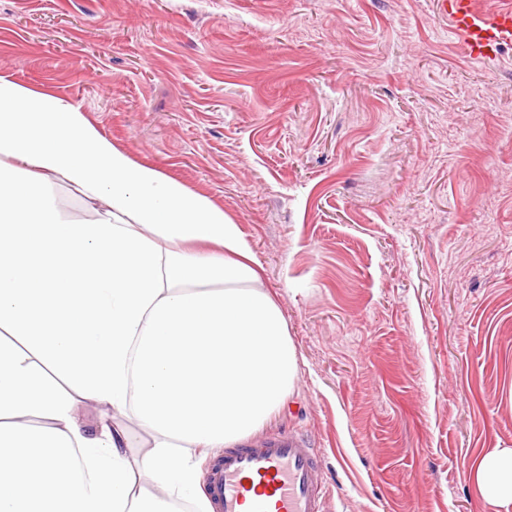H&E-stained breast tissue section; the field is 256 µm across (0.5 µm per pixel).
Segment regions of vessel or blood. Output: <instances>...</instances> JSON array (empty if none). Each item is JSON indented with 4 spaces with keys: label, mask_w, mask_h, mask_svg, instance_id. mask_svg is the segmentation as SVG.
Listing matches in <instances>:
<instances>
[{
    "label": "vessel or blood",
    "mask_w": 512,
    "mask_h": 512,
    "mask_svg": "<svg viewBox=\"0 0 512 512\" xmlns=\"http://www.w3.org/2000/svg\"><path fill=\"white\" fill-rule=\"evenodd\" d=\"M439 3L469 55L489 59L512 43V0L490 17L477 14L472 0ZM204 482L214 512H323L328 495L315 449L295 435L224 447Z\"/></svg>",
    "instance_id": "1"
}]
</instances>
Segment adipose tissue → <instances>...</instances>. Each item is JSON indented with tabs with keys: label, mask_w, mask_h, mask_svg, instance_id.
<instances>
[{
	"label": "adipose tissue",
	"mask_w": 512,
	"mask_h": 512,
	"mask_svg": "<svg viewBox=\"0 0 512 512\" xmlns=\"http://www.w3.org/2000/svg\"><path fill=\"white\" fill-rule=\"evenodd\" d=\"M2 159L0 512H212L192 449L258 430L298 373L238 225L60 99L0 77ZM115 413L151 435L152 486L132 487L138 442ZM479 480L512 501V449Z\"/></svg>",
	"instance_id": "obj_1"
}]
</instances>
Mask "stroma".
Listing matches in <instances>:
<instances>
[{
	"label": "stroma",
	"mask_w": 512,
	"mask_h": 512,
	"mask_svg": "<svg viewBox=\"0 0 512 512\" xmlns=\"http://www.w3.org/2000/svg\"><path fill=\"white\" fill-rule=\"evenodd\" d=\"M0 76L238 224L326 512H512V45L437 0H0ZM441 14L450 20L465 51L476 58H493L499 46L512 43V2L486 18L471 0H439ZM479 480L490 496L512 501V449L488 456L480 466Z\"/></svg>",
	"instance_id": "1"
}]
</instances>
